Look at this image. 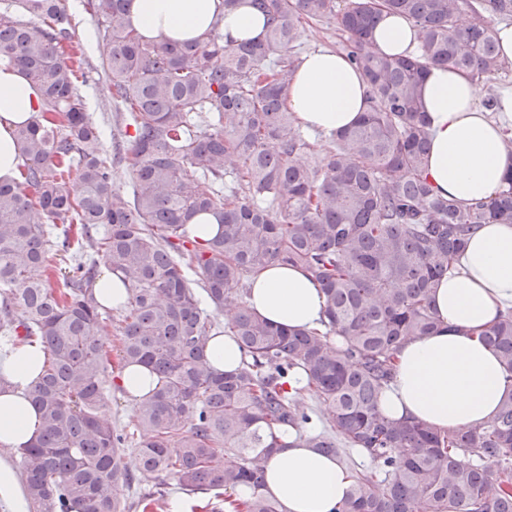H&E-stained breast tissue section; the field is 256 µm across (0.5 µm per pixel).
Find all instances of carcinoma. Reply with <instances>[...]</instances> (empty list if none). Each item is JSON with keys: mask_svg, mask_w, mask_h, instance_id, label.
Listing matches in <instances>:
<instances>
[{"mask_svg": "<svg viewBox=\"0 0 512 512\" xmlns=\"http://www.w3.org/2000/svg\"><path fill=\"white\" fill-rule=\"evenodd\" d=\"M126 2L87 0L105 26L112 97L133 129L128 194L114 187L101 131L75 93L73 14L62 0L0 10V61L41 93V112L16 132L21 180L0 183V348L23 337L47 350L29 391L41 433L20 449L32 512H124L115 495L129 479L124 439L103 411L100 262L132 289L122 361L157 380L136 409L143 478L172 473L217 498L248 484L238 508L283 512L262 487L280 446L272 430L287 427L308 448L337 457L356 448L378 463L355 472L336 512H512V392L475 428L378 409L396 352L435 328L432 289L468 236L512 223V182L467 208L434 193L420 100L431 64L478 78L504 68L485 15L512 18V0H252L269 25L263 40L238 44L215 31L202 44L145 41L128 27ZM384 11L417 28L415 55L370 49ZM460 14L471 24L457 26ZM306 20L347 34L370 86L369 111L324 136L313 167L296 161L310 143L285 103L288 49ZM36 211L46 223L32 220ZM205 214L217 231L200 241L191 225ZM59 255L71 258L62 290L51 282ZM271 263L300 266L321 285L324 330L276 327L238 299V285ZM187 269L215 310L236 307L228 329L245 359L234 372L208 363L214 329ZM482 339L512 381V312ZM298 374L305 384L289 389ZM309 394L325 406L323 432L312 431Z\"/></svg>", "mask_w": 512, "mask_h": 512, "instance_id": "carcinoma-1", "label": "carcinoma"}]
</instances>
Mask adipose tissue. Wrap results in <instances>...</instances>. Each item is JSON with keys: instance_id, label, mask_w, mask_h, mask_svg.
Segmentation results:
<instances>
[{"instance_id": "adipose-tissue-1", "label": "adipose tissue", "mask_w": 512, "mask_h": 512, "mask_svg": "<svg viewBox=\"0 0 512 512\" xmlns=\"http://www.w3.org/2000/svg\"><path fill=\"white\" fill-rule=\"evenodd\" d=\"M127 22L148 40L194 42L212 30L225 40H261L267 18L249 0L231 9L222 0H130ZM408 20L384 15L371 45L389 55L418 48ZM430 148L425 174L434 192L468 206L497 196L512 179V84L498 88L492 105L481 103L471 76L428 66L420 86ZM369 85L339 49L303 54L286 92L289 112L301 130L324 135L355 124L369 109ZM41 108L40 93L21 69L0 63V181L16 178L22 163L17 126ZM249 308L269 323L320 328L325 297L298 268L270 264L251 276ZM433 332L396 354L394 376L380 409L440 429L488 422L511 391L497 355L480 339L512 307V224H486L469 239L432 292ZM44 348L23 339L0 350V446L35 442L41 425L26 397L40 376ZM265 467L264 490L284 512H335L347 498L353 473L335 456L300 446L288 436Z\"/></svg>"}]
</instances>
